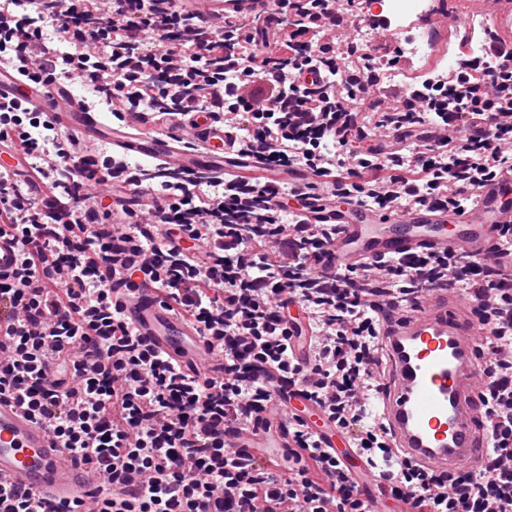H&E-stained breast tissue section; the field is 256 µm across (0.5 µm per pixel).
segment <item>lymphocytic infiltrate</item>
<instances>
[{
	"instance_id": "1",
	"label": "lymphocytic infiltrate",
	"mask_w": 512,
	"mask_h": 512,
	"mask_svg": "<svg viewBox=\"0 0 512 512\" xmlns=\"http://www.w3.org/2000/svg\"><path fill=\"white\" fill-rule=\"evenodd\" d=\"M0 0V62L21 80L92 86L113 118L130 110L167 123L206 112L271 167H305L329 199L388 210L420 202L470 209L486 183L512 175V66L497 39L461 59L438 87L414 84L389 109L380 57L337 36L339 0H277L270 15L213 26L169 0ZM270 47L259 67L248 49ZM360 79L337 83L346 65ZM307 73L316 81L304 82ZM389 150L362 142L386 131ZM0 137L30 169L58 161L36 200L0 167V233L20 260L0 274V396L18 399L63 448L101 474L83 512H370L333 449L300 418L281 476L224 444L227 426H257L285 379L344 432L409 512H512V224L494 256L421 253L349 267L316 265L336 234L302 213L303 190L129 166L110 146L85 154L45 113L0 106ZM146 189L116 195L101 179ZM150 283L201 336L224 347V378L184 373L135 336L114 305ZM446 284L475 305L489 444L473 472L445 477L406 460L369 405L383 385L385 308L413 306ZM306 323L295 361L290 305Z\"/></svg>"
}]
</instances>
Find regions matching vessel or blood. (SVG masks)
I'll use <instances>...</instances> for the list:
<instances>
[{
  "mask_svg": "<svg viewBox=\"0 0 512 512\" xmlns=\"http://www.w3.org/2000/svg\"><path fill=\"white\" fill-rule=\"evenodd\" d=\"M198 17L221 22L254 16L267 9V0H186ZM419 25L431 45H438L448 29L445 0H431ZM10 100L46 113L56 124L73 131L85 144L107 139L114 151L129 157L150 158L185 173H230L256 183L311 180L303 168L268 167L233 146L223 122L206 114L186 123L162 125L146 112L125 113L121 121H107L58 81L28 84L15 69L0 66V102ZM512 193V178L489 183L479 191L476 211L448 216L447 212L415 204L401 210L373 211L363 206H340L329 199L311 201L312 224H332L336 236L319 263L328 277L341 276L354 262L363 263L410 253L455 251L482 257L493 251L497 227L512 223V209L502 198ZM19 246L0 234V273L11 272ZM115 295L122 316L137 336L175 362L183 372L220 379L224 356L215 341L199 336L188 317L172 312L149 285ZM380 336L390 361L387 388L380 402L382 417L406 459L439 473L475 470L487 449L482 422L481 387L477 377L485 363L478 356L479 332L472 304L459 291L440 285L427 291L415 308L387 311ZM272 397L288 413L302 415L324 447L336 445V426L322 408L304 403L276 388ZM273 442L278 456L266 466L278 470L281 456L292 442L274 430L224 431L227 447L251 455L254 448ZM102 482L101 475L75 461L60 448L47 428L36 422L15 398H0V484L22 488L54 504L87 498Z\"/></svg>",
  "mask_w": 512,
  "mask_h": 512,
  "instance_id": "obj_1",
  "label": "vessel or blood"
}]
</instances>
